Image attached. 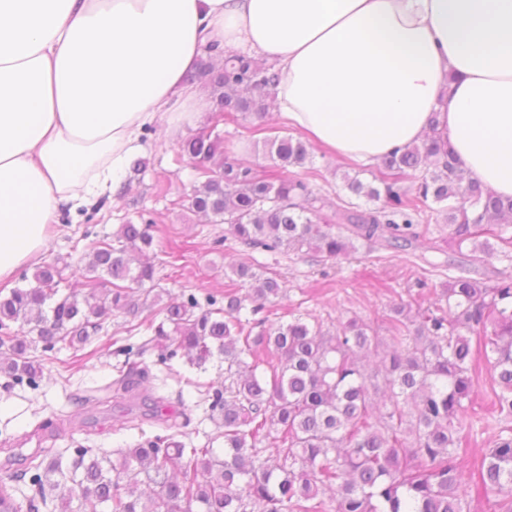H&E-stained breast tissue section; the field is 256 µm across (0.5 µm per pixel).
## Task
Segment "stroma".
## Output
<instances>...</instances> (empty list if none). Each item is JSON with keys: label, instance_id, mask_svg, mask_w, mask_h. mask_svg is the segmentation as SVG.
Returning <instances> with one entry per match:
<instances>
[{"label": "stroma", "instance_id": "stroma-1", "mask_svg": "<svg viewBox=\"0 0 512 512\" xmlns=\"http://www.w3.org/2000/svg\"><path fill=\"white\" fill-rule=\"evenodd\" d=\"M202 128L223 135L226 144L257 166H269L270 160L257 145L249 123L224 121L210 108L177 138H168L160 128L150 131L140 154L147 168L135 176L130 191L120 195L116 205L98 212L92 221L74 215L54 227L42 261L60 269L61 293L81 289L91 258V241L112 236L119 224L137 219L142 212L153 213L156 220L148 258L171 298L190 293L201 301L210 295L223 297L225 263L258 262L287 285L286 296L276 301L280 310L298 316L314 315L327 329L356 317L370 324L383 339L390 336L391 307L417 297L418 278L447 280L458 275L460 266L469 264L472 258L470 246H450L445 224L435 222L412 248L393 250L362 244L350 258L324 264L304 251L271 255L225 239L223 225L204 223L181 206L182 197L193 187V163L187 160L178 165L174 159L182 140ZM312 157L317 171L309 181L313 195L329 205L347 197L342 180L344 164L318 150ZM182 243L187 246L183 258L169 263L168 251ZM148 338V332L131 330L129 319L115 314L98 331L93 354L65 347L41 357L43 378L38 388L4 390L5 378L0 375V482L19 475L31 456L49 462L79 443L112 451L134 438L161 433L167 426L180 440L198 447L218 435L215 422L206 419L204 407L197 404L198 394L191 389L180 390L176 381L170 384L167 403L154 415L142 403L150 390L149 383L140 384L131 393L113 388V381L125 366L122 346L137 345ZM492 388L489 371H481L471 406L480 421L458 433L462 470L466 473L491 447L501 428H512V417L493 415Z\"/></svg>", "mask_w": 512, "mask_h": 512}]
</instances>
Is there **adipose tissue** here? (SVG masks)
Here are the masks:
<instances>
[{"label": "adipose tissue", "instance_id": "ef3b65f1", "mask_svg": "<svg viewBox=\"0 0 512 512\" xmlns=\"http://www.w3.org/2000/svg\"><path fill=\"white\" fill-rule=\"evenodd\" d=\"M233 49L272 65L280 117L332 156L435 130L512 197V0H0V280L122 193L145 128L192 125L186 75Z\"/></svg>", "mask_w": 512, "mask_h": 512}]
</instances>
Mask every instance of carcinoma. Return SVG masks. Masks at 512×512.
Instances as JSON below:
<instances>
[{"instance_id": "cac0c4a2", "label": "carcinoma", "mask_w": 512, "mask_h": 512, "mask_svg": "<svg viewBox=\"0 0 512 512\" xmlns=\"http://www.w3.org/2000/svg\"><path fill=\"white\" fill-rule=\"evenodd\" d=\"M195 78L215 111L233 122L266 117L278 85L265 62L235 52L220 65L211 56L201 60ZM265 147L271 164L260 170L247 159L226 161L218 133L183 141L197 182L185 209L227 225L243 245L269 253L305 247L321 262L357 251L359 241L412 245L431 201L442 205L448 242L469 243L485 256L494 252L492 238L512 247L505 222L512 199L466 179L462 160L436 132L380 159L381 189L345 176L359 202L342 201L328 213L315 205L308 182L289 176V168L310 160L311 144L286 135L267 138ZM410 174L412 193L401 186ZM139 219L119 225L110 241L91 242L85 292L58 295L60 272L46 264L33 274L36 285L0 297L4 388L38 386L42 368L30 350H82L112 314L136 319L156 309L161 318L136 327L152 332L158 364L224 360L229 384L214 390L208 405L209 418L224 428V448L211 440L188 448L167 433L110 453L78 444L66 466L58 459L29 468L26 505L1 483L0 512H83L88 502L107 512H329L324 490L336 494L334 512H468L458 493L456 433L475 394L477 352L498 385L495 411L512 415L511 279L489 283L466 268L445 282L419 279L417 287L433 298L393 309L388 351L369 373L362 360L383 340L368 325L351 319L330 333L300 318L282 322L269 305L285 283L258 263L224 272L222 304L211 297L203 305L190 294L160 305L167 290L155 282L154 265L139 259L153 245L155 221L142 213ZM147 378L131 367L114 384L129 390ZM372 389L384 390L388 401L376 419ZM268 439L273 465L259 457L258 445ZM472 490L478 498L499 496L495 512H512V428L496 435Z\"/></svg>"}]
</instances>
